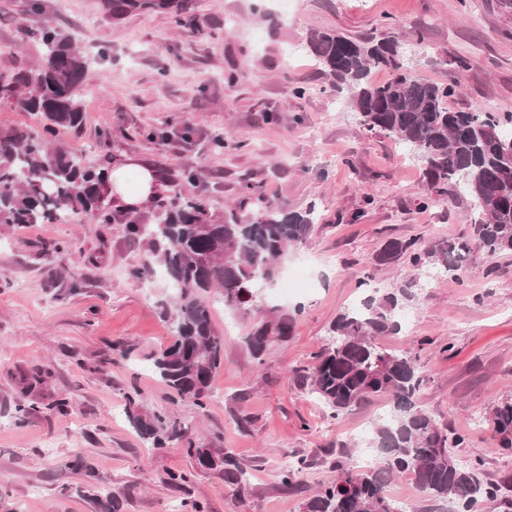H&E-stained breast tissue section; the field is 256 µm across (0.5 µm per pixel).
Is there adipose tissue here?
Instances as JSON below:
<instances>
[{
    "label": "adipose tissue",
    "instance_id": "ef3b65f1",
    "mask_svg": "<svg viewBox=\"0 0 512 512\" xmlns=\"http://www.w3.org/2000/svg\"><path fill=\"white\" fill-rule=\"evenodd\" d=\"M161 181L151 166L129 157L112 166L106 189L116 208L134 210L148 198L158 194Z\"/></svg>",
    "mask_w": 512,
    "mask_h": 512
}]
</instances>
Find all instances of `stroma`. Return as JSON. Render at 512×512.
Listing matches in <instances>:
<instances>
[{
  "mask_svg": "<svg viewBox=\"0 0 512 512\" xmlns=\"http://www.w3.org/2000/svg\"><path fill=\"white\" fill-rule=\"evenodd\" d=\"M31 2L0 0V75L40 60V43L26 33L48 22L95 59L81 91L84 124L58 140L96 162L144 159L167 189L206 195L215 212L238 205L248 182L283 210L313 211L308 242L282 266H305L314 286L285 298L264 293L265 304L296 317L288 339L259 361L245 344L252 312L212 299L224 365L205 408L174 404L149 368L172 340L161 306L173 291L162 268L146 281L130 276L147 258L143 243L122 225L78 214L66 224L0 227V512H186L192 502L204 512H304L338 464L359 457L356 428L386 415L391 401L372 398L335 420L301 371L336 316L363 297V270L384 291L421 278L403 259L378 266L387 241L464 237L471 214L466 194L434 197L408 149L358 124L306 38L316 30L379 37L399 26L414 40L422 79L458 82L450 107L512 113V16L498 0H293L286 17L277 0H191L193 23L180 27L160 11L114 19L105 0H39L37 11ZM150 131L167 142L147 139ZM216 136L241 147L214 152ZM187 168L196 181L184 179ZM58 241L71 250L47 251ZM403 316L400 332L379 345L418 358L427 376L420 404L465 438L454 456L466 465L480 453L483 480L512 478V452L475 422L512 396V255L473 254L463 281L425 289ZM130 393L140 413H173L207 447L232 452L249 476L244 493L219 471L172 487L169 472L191 461L180 445L154 448L137 434L126 416ZM28 398L38 408L21 424L15 407ZM242 415L249 428L239 426ZM297 456L309 466L298 488H284L281 462ZM80 458L95 463V482L75 469Z\"/></svg>",
  "mask_w": 512,
  "mask_h": 512,
  "instance_id": "stroma-1",
  "label": "stroma"
}]
</instances>
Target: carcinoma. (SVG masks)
<instances>
[{"label":"carcinoma","mask_w":512,"mask_h":512,"mask_svg":"<svg viewBox=\"0 0 512 512\" xmlns=\"http://www.w3.org/2000/svg\"><path fill=\"white\" fill-rule=\"evenodd\" d=\"M112 17L134 12L164 11L179 24L188 23L187 0H108ZM43 50L41 61L0 75V103L8 102L39 119L40 129H0V226L53 224L63 214L81 213L98 224H121L130 237L147 241V262L131 268L136 279L162 266L177 289L173 309L163 312L173 328V341L152 355L158 378L174 400L205 408L212 379L224 364V337L211 318L209 297L215 291L230 310L253 309L247 337L258 363L269 345L287 338L294 315L258 303L262 290L276 282L279 263L290 248L304 244L314 225L313 212H284L248 184L239 206L219 215L202 196L177 193L154 201L151 224L125 220L112 208L105 192V167L55 144L61 129L77 131L84 110L77 90L95 59L79 52L72 38L54 26L33 32ZM307 45L322 66L331 87L347 90L356 120L366 131L392 136L417 155L430 189L446 194L460 187L472 200L474 218L468 239L428 243L420 235L389 240L378 264L389 265L407 255L415 267L444 269L458 280L469 258L512 253V115L482 109L452 110L448 98L458 84L421 79L411 66L408 39L394 32L386 37H348L333 31L313 33ZM374 70L387 79L374 83ZM374 277L366 272L359 287L369 292L361 304L339 314L332 340L313 356L305 380L331 418L371 397L385 395L391 410L370 421L369 447L379 463L360 470L349 463L336 481L325 484L307 500L306 512H401L388 495L389 479L410 473L419 490L450 503L453 512H473L482 502L512 512V483L483 482L477 476L480 456L460 466L448 446L464 443L448 434L418 403L426 376L417 357L382 349L377 337L401 330L399 311L414 297L412 286L378 295ZM129 398V421L154 448L179 441L194 469L222 470L243 490L245 473L229 451L207 448L189 428L169 413L142 415ZM490 438L512 448V398H505L487 419ZM308 462L298 457L281 469L280 483L299 485Z\"/></svg>","instance_id":"obj_1"}]
</instances>
